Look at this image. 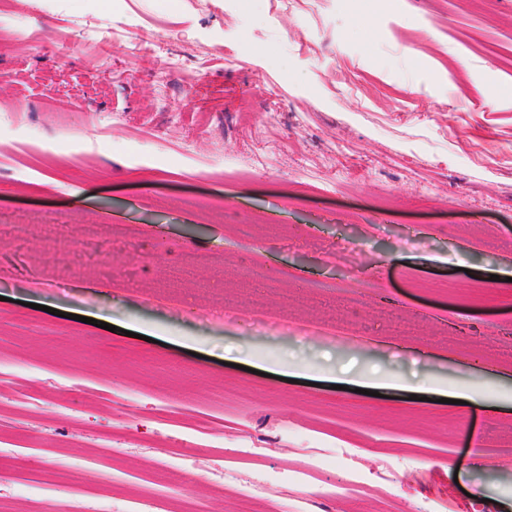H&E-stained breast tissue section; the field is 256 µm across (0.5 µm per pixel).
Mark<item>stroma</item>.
I'll return each mask as SVG.
<instances>
[{
	"instance_id": "35a3bbf8",
	"label": "stroma",
	"mask_w": 512,
	"mask_h": 512,
	"mask_svg": "<svg viewBox=\"0 0 512 512\" xmlns=\"http://www.w3.org/2000/svg\"><path fill=\"white\" fill-rule=\"evenodd\" d=\"M128 19L137 56L78 41ZM187 194L223 215L182 211ZM33 212L74 244L0 237V512L29 485L239 512L225 467L269 487L249 512L295 498L296 470L319 487L305 512H512V0H0V221ZM87 224L116 233L114 286ZM187 261L196 283L148 302ZM253 263L266 278L242 289ZM76 268L84 287L30 285ZM246 294L368 341L211 318ZM342 365L425 398L334 389ZM448 387L480 397L438 402ZM166 460L192 482L161 487ZM352 468L359 495L342 489Z\"/></svg>"
}]
</instances>
